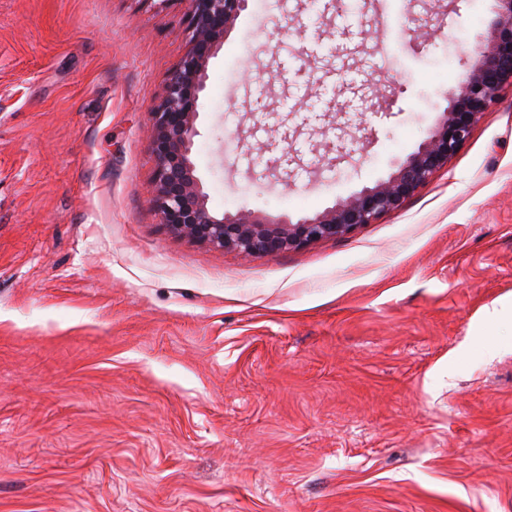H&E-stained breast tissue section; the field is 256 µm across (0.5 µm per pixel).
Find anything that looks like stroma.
<instances>
[{"label":"stroma","mask_w":512,"mask_h":512,"mask_svg":"<svg viewBox=\"0 0 512 512\" xmlns=\"http://www.w3.org/2000/svg\"><path fill=\"white\" fill-rule=\"evenodd\" d=\"M249 0L192 160L312 216L417 148L495 0ZM183 0H0V512H512V88L397 209L242 258L168 232L151 111ZM288 45L297 60L275 57ZM399 1H381V9L378 15V25L382 30V42L380 49V61H392L396 57L394 42L387 38V35L394 29L395 23L400 15L398 8Z\"/></svg>","instance_id":"35a3bbf8"}]
</instances>
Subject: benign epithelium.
<instances>
[{"label": "benign epithelium", "instance_id": "7a95c632", "mask_svg": "<svg viewBox=\"0 0 512 512\" xmlns=\"http://www.w3.org/2000/svg\"><path fill=\"white\" fill-rule=\"evenodd\" d=\"M180 2L185 4L188 48L168 75L160 101L152 110L155 168L150 193L160 223L170 232L214 249L233 250L244 258L344 237L398 208L448 163L502 87L512 84V0H496L495 24L476 37L478 60L473 70L450 92L449 106L417 150L398 161L387 179L296 221L247 210L216 215L207 208V195L191 153L210 60L247 9L248 0Z\"/></svg>", "mask_w": 512, "mask_h": 512}]
</instances>
